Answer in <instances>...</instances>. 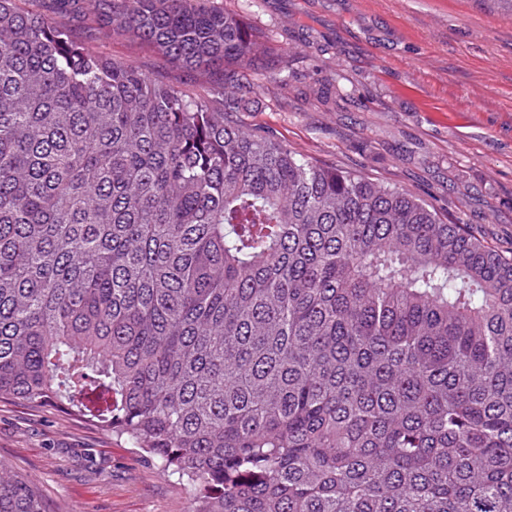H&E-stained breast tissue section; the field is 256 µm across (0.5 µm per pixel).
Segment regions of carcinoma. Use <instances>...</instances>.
I'll return each mask as SVG.
<instances>
[{
  "label": "carcinoma",
  "mask_w": 512,
  "mask_h": 512,
  "mask_svg": "<svg viewBox=\"0 0 512 512\" xmlns=\"http://www.w3.org/2000/svg\"><path fill=\"white\" fill-rule=\"evenodd\" d=\"M0 0V399L160 460L187 512H512V257L233 119L206 0ZM128 35L189 95L99 53ZM0 512H46L0 463Z\"/></svg>",
  "instance_id": "1"
}]
</instances>
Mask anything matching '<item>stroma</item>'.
Returning a JSON list of instances; mask_svg holds the SVG:
<instances>
[{"mask_svg": "<svg viewBox=\"0 0 512 512\" xmlns=\"http://www.w3.org/2000/svg\"><path fill=\"white\" fill-rule=\"evenodd\" d=\"M274 62L240 119L292 151L411 190L512 254V14L498 0H210ZM100 53L188 92L203 82L136 40ZM0 461L47 512H186L158 460L85 418L0 400Z\"/></svg>", "mask_w": 512, "mask_h": 512, "instance_id": "obj_1", "label": "stroma"}]
</instances>
